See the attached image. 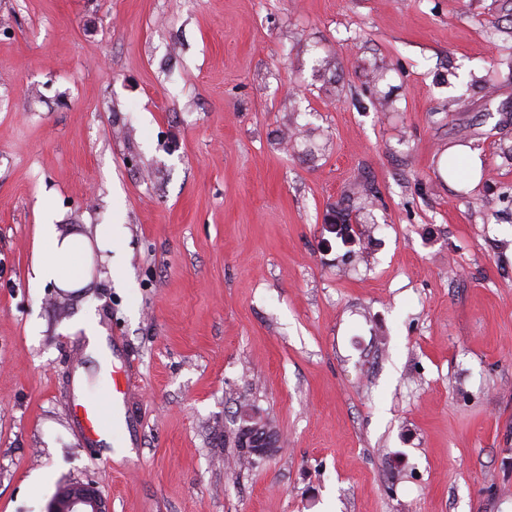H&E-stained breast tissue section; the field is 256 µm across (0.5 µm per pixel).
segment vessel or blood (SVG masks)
<instances>
[{
	"label": "vessel or blood",
	"mask_w": 512,
	"mask_h": 512,
	"mask_svg": "<svg viewBox=\"0 0 512 512\" xmlns=\"http://www.w3.org/2000/svg\"><path fill=\"white\" fill-rule=\"evenodd\" d=\"M132 392L128 382L110 377L107 386L85 398L75 409V419L89 442L102 434L119 436L127 427L126 407Z\"/></svg>",
	"instance_id": "obj_1"
}]
</instances>
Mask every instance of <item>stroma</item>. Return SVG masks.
<instances>
[{"label":"stroma","mask_w":512,"mask_h":512,"mask_svg":"<svg viewBox=\"0 0 512 512\" xmlns=\"http://www.w3.org/2000/svg\"><path fill=\"white\" fill-rule=\"evenodd\" d=\"M45 222L84 288L32 284ZM89 314L136 385L112 458ZM244 404L280 450L234 469ZM76 482L512 512V0H0V512Z\"/></svg>","instance_id":"stroma-1"}]
</instances>
